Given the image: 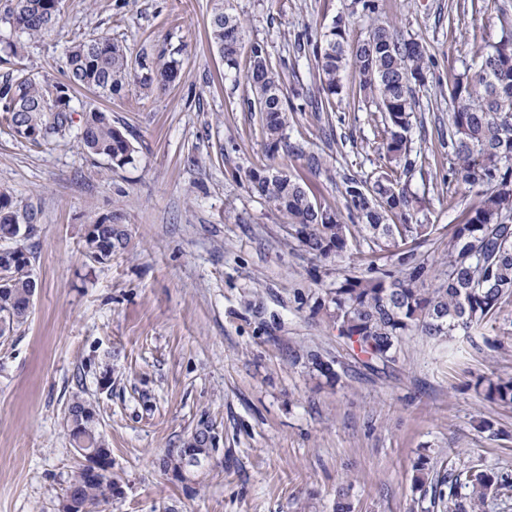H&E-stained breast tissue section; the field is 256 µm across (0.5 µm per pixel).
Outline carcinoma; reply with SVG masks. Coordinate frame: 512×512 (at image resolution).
I'll use <instances>...</instances> for the list:
<instances>
[{
    "label": "carcinoma",
    "instance_id": "1",
    "mask_svg": "<svg viewBox=\"0 0 512 512\" xmlns=\"http://www.w3.org/2000/svg\"><path fill=\"white\" fill-rule=\"evenodd\" d=\"M207 25L211 44L228 70H239L246 32L230 0H211ZM61 15V0H17L5 13L16 38L6 41L0 64L22 57L20 37H37L53 29ZM498 40L484 47L474 66L453 77L449 89L448 155L457 185L476 191L478 201L455 225L441 259L428 262L407 240L426 241L434 225L414 224L411 200L400 187L411 171L412 118L420 107L415 87L425 84L426 48L416 40L399 37L390 25L375 23L367 36L348 42L342 20L332 22L318 39L305 32L298 36L311 52L320 80V106L329 105L343 91V76L353 69L359 77V94L376 104L380 115V155L392 175L373 181L346 175L342 195L348 217L312 200L306 184L290 172L250 169L244 178L275 211L287 219L288 237L319 260L345 263L363 253L386 258L388 267L357 273L344 268L331 288L321 289L317 311L337 336L362 357L369 368H385L397 361L404 337L417 334L428 339L470 334L495 322L512 304V15H497ZM180 50L166 59L148 54L130 61L126 47L108 34L85 37L65 53L64 78L32 73L24 68L0 82V111L9 134L34 145L48 144L72 134L88 153L106 158L110 168L135 163L136 147L126 132L112 123V113L97 106L82 110L74 127L76 91L86 89L112 100L125 93L131 80L145 90L164 89L179 76ZM265 45H250L246 80L252 98L248 103L261 114L267 152L296 154L310 170L322 168L319 156L308 153L287 137L292 108L285 100L280 69ZM99 234L82 239L90 261L112 260V249H123L127 238L112 232V216L95 220ZM35 231L26 213L7 192L0 191V337L13 334L29 316L28 297L37 288L30 253L18 242ZM288 359L304 361L325 384L340 380L334 368L313 349L288 350ZM475 390L484 399L512 405V378L481 376ZM66 424L73 448L100 438L99 413L94 403L76 393L66 409ZM206 432L197 429L177 453H168L164 465L177 470L187 464L200 467L209 458ZM98 461H78L68 489L76 512H100L112 500L111 482L92 474ZM412 488L420 499L444 512H485L491 500L512 497V469H488L481 461L461 466L436 462L420 453L412 466Z\"/></svg>",
    "mask_w": 512,
    "mask_h": 512
}]
</instances>
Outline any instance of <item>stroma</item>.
Instances as JSON below:
<instances>
[{
  "mask_svg": "<svg viewBox=\"0 0 512 512\" xmlns=\"http://www.w3.org/2000/svg\"><path fill=\"white\" fill-rule=\"evenodd\" d=\"M231 4L247 42L284 62L286 97L306 98L288 133L321 157V171L267 152L244 76L225 69L208 39L211 0H62L54 29L24 41L22 65L57 77L67 47L101 32L132 56L179 49L182 66L163 90L133 83L120 99L82 92L74 101L133 132L134 165L110 168L73 136L37 148L0 133V191L34 216L24 245L38 282L27 322L0 338V512H57L77 464L64 421L76 393L96 404L112 452L106 512H334L340 486L352 512H422L410 483L421 450L512 469V407L472 388L482 375L512 377V322L444 343L407 338L393 369L369 370L316 312L335 262L290 244L283 217L243 179L250 169L284 170L315 202L342 211L344 175L387 173L380 116L359 97L357 74L346 71L333 109H315V62L296 43L337 17L357 41L370 18L352 0ZM379 4L397 32L427 48L411 134L417 164L405 184L418 220L434 227L417 251L436 257L475 200L450 180L448 73L497 37L496 18L512 0ZM105 214L128 244L94 265L82 236ZM488 337L502 348L489 349ZM290 346L341 361L339 384H318L289 362ZM480 416L506 437L476 429ZM203 423L222 433L219 451L200 467L163 468L169 449Z\"/></svg>",
  "mask_w": 512,
  "mask_h": 512,
  "instance_id": "stroma-1",
  "label": "stroma"
}]
</instances>
